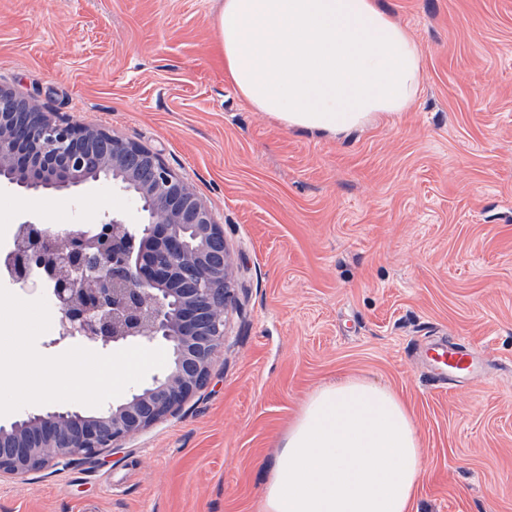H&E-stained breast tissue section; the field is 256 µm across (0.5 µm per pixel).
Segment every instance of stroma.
I'll return each instance as SVG.
<instances>
[{"instance_id": "1", "label": "stroma", "mask_w": 512, "mask_h": 512, "mask_svg": "<svg viewBox=\"0 0 512 512\" xmlns=\"http://www.w3.org/2000/svg\"><path fill=\"white\" fill-rule=\"evenodd\" d=\"M423 56L405 112L344 136L288 129L219 54L221 0H0V84L51 117L159 152L224 226L237 306L207 387L97 461L0 480V512H262L310 395L396 392L426 472L412 512H512V0H378ZM143 220L110 184L26 202L0 185V250L26 220ZM483 374L442 385L424 350ZM427 357L430 353L431 358L443 366V371L438 375L442 379L453 382L459 375L470 377L476 368L477 356L465 343H432L425 350Z\"/></svg>"}]
</instances>
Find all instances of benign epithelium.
Masks as SVG:
<instances>
[{"instance_id": "1", "label": "benign epithelium", "mask_w": 512, "mask_h": 512, "mask_svg": "<svg viewBox=\"0 0 512 512\" xmlns=\"http://www.w3.org/2000/svg\"><path fill=\"white\" fill-rule=\"evenodd\" d=\"M88 179L133 193L144 221L111 214L79 230L24 221L0 266L19 288L50 293L60 314L50 344L164 342L172 360L94 415L46 410L1 423V478L94 461L180 411L208 385L237 302L223 225L158 154L103 129L53 119L0 85V183L35 198Z\"/></svg>"}]
</instances>
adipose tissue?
<instances>
[{
    "label": "adipose tissue",
    "mask_w": 512,
    "mask_h": 512,
    "mask_svg": "<svg viewBox=\"0 0 512 512\" xmlns=\"http://www.w3.org/2000/svg\"><path fill=\"white\" fill-rule=\"evenodd\" d=\"M218 46L255 110L314 135L407 111L423 82L419 47L376 0H221ZM423 474L403 401L343 378L317 389L282 438L263 512H410Z\"/></svg>",
    "instance_id": "1"
}]
</instances>
